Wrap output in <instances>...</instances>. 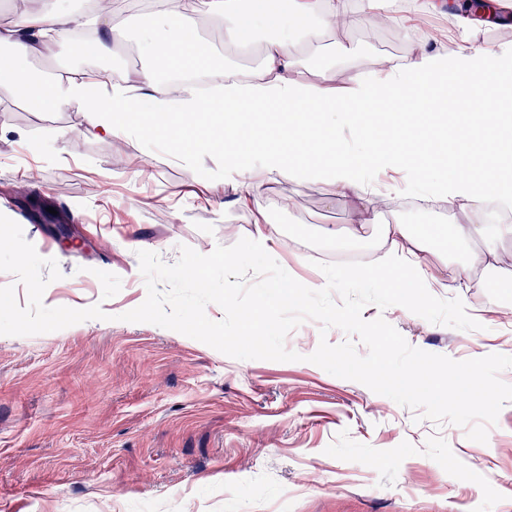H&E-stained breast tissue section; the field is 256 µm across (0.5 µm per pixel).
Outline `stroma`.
Here are the masks:
<instances>
[{"label": "stroma", "mask_w": 512, "mask_h": 512, "mask_svg": "<svg viewBox=\"0 0 512 512\" xmlns=\"http://www.w3.org/2000/svg\"><path fill=\"white\" fill-rule=\"evenodd\" d=\"M396 24L376 38L355 29L349 62L369 69L412 45L410 15L422 0H393ZM127 38L87 60L60 44L27 62L37 75L112 74L149 65L145 9L127 11ZM80 130L77 154L63 152ZM154 155L155 178L131 173ZM298 200L279 211V197ZM235 187L217 154L174 160L140 132L117 139L91 127L81 103L35 109L0 84V213L37 253L58 262L49 307L101 304L107 317L31 336L0 335V512H512V402L488 427L419 419L367 386L307 362L337 328L308 320L288 334L299 362L239 360L179 332L121 321L147 291L137 249L175 263L181 246H230L250 237L246 212L225 208ZM276 233L272 257L299 282L336 270L329 229L353 204H324L318 185L282 179L256 190ZM68 215V237L37 207ZM433 296L464 300L480 330L427 322L404 307L369 305L364 319L394 326L412 347L455 360L512 355V288H462L440 273Z\"/></svg>", "instance_id": "35a3bbf8"}]
</instances>
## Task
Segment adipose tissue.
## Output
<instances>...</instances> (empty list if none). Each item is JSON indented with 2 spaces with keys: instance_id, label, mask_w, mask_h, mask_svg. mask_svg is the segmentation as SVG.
<instances>
[{
  "instance_id": "adipose-tissue-1",
  "label": "adipose tissue",
  "mask_w": 512,
  "mask_h": 512,
  "mask_svg": "<svg viewBox=\"0 0 512 512\" xmlns=\"http://www.w3.org/2000/svg\"><path fill=\"white\" fill-rule=\"evenodd\" d=\"M392 0H292L288 14L272 12L267 0H156L153 15L160 33L149 44L154 63L131 74L117 73L104 84L94 72L34 82L26 61L50 57L59 42L81 21L47 0H20L0 18V44L9 46V61H0V81L32 91L37 106L58 109L82 102L89 123L100 132L124 136L132 127L157 136L174 158L202 151L219 153L224 179L237 192L233 207L249 212L253 248L269 249L272 221L253 197L256 185L287 179L324 187L326 197L355 204V224L343 237L356 239L362 225L380 224L385 252L372 267L341 270L314 280L331 288L336 278L365 280L377 288L411 295L437 280L425 254L438 231L431 225L385 222L381 215L394 195L420 179L428 196L462 212L455 241L472 243L473 251L452 271L462 287L477 266L495 268L512 224H489V202L512 206V190L499 182L512 172V46L493 52L466 43L452 55L440 53L431 34H422L407 58L383 59L372 73L329 64L311 72L301 61L304 48L327 35L359 25L380 28L394 23ZM96 36L72 44L83 58L112 53L126 38L124 10L117 0H93ZM224 24V44H256V68L217 63L197 32L198 18ZM205 72L217 96L201 99L197 85L181 82L177 90L160 89V71ZM152 88L148 100L130 95L129 87ZM470 114V125L454 116ZM398 172V179L375 189L372 173Z\"/></svg>"
}]
</instances>
